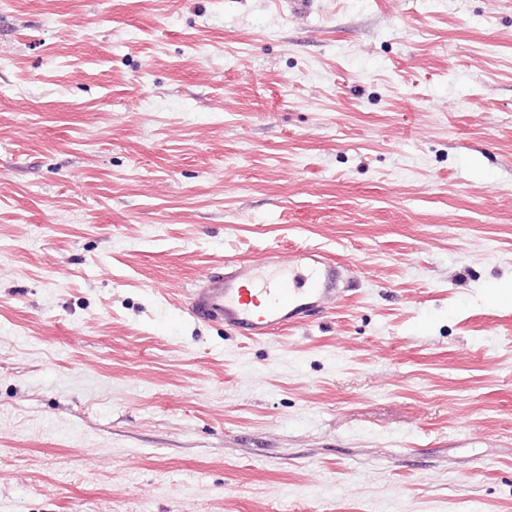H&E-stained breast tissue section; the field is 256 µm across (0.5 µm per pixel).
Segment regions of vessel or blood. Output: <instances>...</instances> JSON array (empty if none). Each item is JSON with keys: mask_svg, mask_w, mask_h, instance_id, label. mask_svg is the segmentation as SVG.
<instances>
[{"mask_svg": "<svg viewBox=\"0 0 512 512\" xmlns=\"http://www.w3.org/2000/svg\"><path fill=\"white\" fill-rule=\"evenodd\" d=\"M337 276V263L312 250L277 270L241 260L209 287L192 292L189 309L199 319L220 320L247 336L270 340L335 294Z\"/></svg>", "mask_w": 512, "mask_h": 512, "instance_id": "obj_1", "label": "vessel or blood"}]
</instances>
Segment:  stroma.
<instances>
[{
	"instance_id": "1",
	"label": "stroma",
	"mask_w": 512,
	"mask_h": 512,
	"mask_svg": "<svg viewBox=\"0 0 512 512\" xmlns=\"http://www.w3.org/2000/svg\"><path fill=\"white\" fill-rule=\"evenodd\" d=\"M0 512H512V0H0ZM295 262L268 270L254 261H237L209 288L192 292L189 309L199 319H219L247 336L273 339L278 330L302 323L309 311L336 293L335 261L305 250Z\"/></svg>"
}]
</instances>
